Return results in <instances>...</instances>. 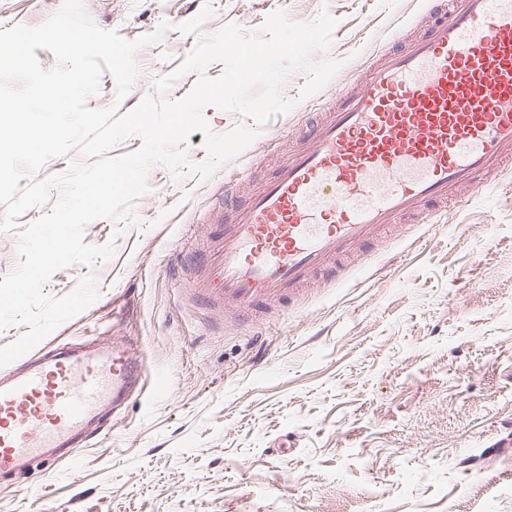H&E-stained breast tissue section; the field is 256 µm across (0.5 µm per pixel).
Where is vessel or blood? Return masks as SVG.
Masks as SVG:
<instances>
[{"label":"vessel or blood","mask_w":512,"mask_h":512,"mask_svg":"<svg viewBox=\"0 0 512 512\" xmlns=\"http://www.w3.org/2000/svg\"><path fill=\"white\" fill-rule=\"evenodd\" d=\"M417 39L370 66L236 221L197 251L203 297L240 312L296 297L398 218L431 216L456 186L512 162V0H433ZM132 346L61 347L0 377V476L40 458L53 474L65 450L104 429L106 403L143 389Z\"/></svg>","instance_id":"b4317fda"}]
</instances>
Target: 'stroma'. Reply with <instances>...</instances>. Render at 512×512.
Listing matches in <instances>:
<instances>
[{
    "label": "stroma",
    "instance_id": "obj_1",
    "mask_svg": "<svg viewBox=\"0 0 512 512\" xmlns=\"http://www.w3.org/2000/svg\"><path fill=\"white\" fill-rule=\"evenodd\" d=\"M421 2L84 0L129 40L168 25L137 51L124 98L102 74L94 109L132 111L200 35L231 24L251 34L278 10L295 22L329 11L327 55L341 68L305 99L306 74L291 75L281 92L294 108L211 177L153 167L138 222L85 227L84 243L112 245L111 258L57 270L43 291L59 298L91 275L99 298L41 345L132 342L146 387L54 477L35 462L0 479V512H512V168L460 189L434 225L373 241L342 284L253 319L197 303L181 270L225 177L263 185L296 130L423 32ZM62 3L0 0V30L42 24ZM208 5L201 34L182 31Z\"/></svg>",
    "mask_w": 512,
    "mask_h": 512
}]
</instances>
